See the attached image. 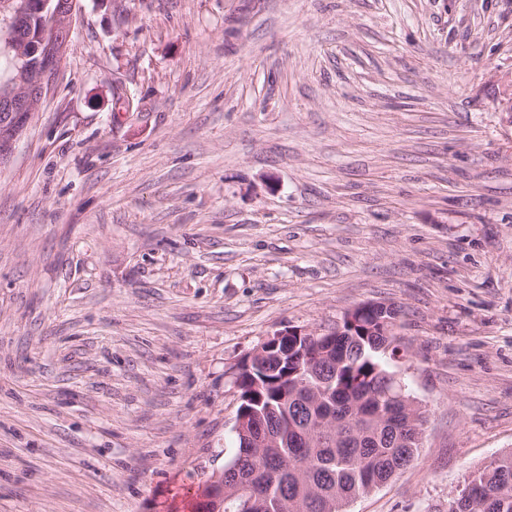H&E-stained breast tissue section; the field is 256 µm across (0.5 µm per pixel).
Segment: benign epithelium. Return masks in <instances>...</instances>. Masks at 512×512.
<instances>
[{
    "label": "benign epithelium",
    "instance_id": "1",
    "mask_svg": "<svg viewBox=\"0 0 512 512\" xmlns=\"http://www.w3.org/2000/svg\"><path fill=\"white\" fill-rule=\"evenodd\" d=\"M43 14V24L36 33L26 32L30 13ZM0 12L7 15L10 35L6 36L8 49L15 52L17 74L6 86H0V163L13 155L19 134L24 129L41 101L50 94L55 77V65L67 52L73 25L75 4L52 0H3ZM393 312L390 305L365 302L347 310L336 327L323 334L305 333L288 329L268 338L245 363L250 367L263 351L295 354L298 367L294 385H309L308 375L314 373L318 361L324 357L325 347L336 344V337L344 335L345 327L362 323L379 311Z\"/></svg>",
    "mask_w": 512,
    "mask_h": 512
}]
</instances>
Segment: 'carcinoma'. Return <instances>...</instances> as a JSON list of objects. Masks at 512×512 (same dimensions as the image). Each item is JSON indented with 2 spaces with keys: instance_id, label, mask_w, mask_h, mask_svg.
<instances>
[{
  "instance_id": "cac0c4a2",
  "label": "carcinoma",
  "mask_w": 512,
  "mask_h": 512,
  "mask_svg": "<svg viewBox=\"0 0 512 512\" xmlns=\"http://www.w3.org/2000/svg\"><path fill=\"white\" fill-rule=\"evenodd\" d=\"M394 337L356 326L346 336L336 337L329 357L336 367L329 370L333 396L319 398L304 389L295 390L283 379L295 365L276 358L252 367L237 377L240 394L252 396L244 429L252 431V416L261 414L278 436V447L259 448L250 460L240 461L244 436L236 432L233 459L221 473L224 507L209 512H240L235 496L239 486H248L262 496L264 512H344L355 498L389 481L414 459L418 443L408 447L397 431L414 419L423 427L424 412L410 400L387 363V353L396 352ZM409 400L407 411L390 408L389 396ZM361 413V425L353 437H342L340 423L350 413ZM470 498L455 512H512V452L490 461L467 481Z\"/></svg>"
}]
</instances>
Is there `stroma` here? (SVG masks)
Returning a JSON list of instances; mask_svg holds the SVG:
<instances>
[{"label":"stroma","mask_w":512,"mask_h":512,"mask_svg":"<svg viewBox=\"0 0 512 512\" xmlns=\"http://www.w3.org/2000/svg\"><path fill=\"white\" fill-rule=\"evenodd\" d=\"M510 80L512 0H78L0 165V512H190L242 363L370 301L426 424L348 512H448L512 451Z\"/></svg>","instance_id":"stroma-1"}]
</instances>
